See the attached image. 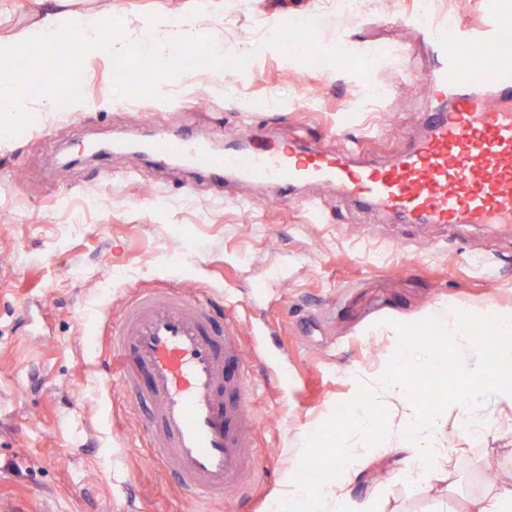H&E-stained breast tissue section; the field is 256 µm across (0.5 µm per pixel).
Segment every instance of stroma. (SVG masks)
I'll return each instance as SVG.
<instances>
[{"label": "stroma", "mask_w": 512, "mask_h": 512, "mask_svg": "<svg viewBox=\"0 0 512 512\" xmlns=\"http://www.w3.org/2000/svg\"><path fill=\"white\" fill-rule=\"evenodd\" d=\"M415 0H362L339 15L322 0H75L112 17L114 49L63 72L56 50L25 43L39 73L82 86L54 111H32L0 142V503L31 512H269L284 479L307 483L303 454L325 459L335 438L371 445L366 415L391 420L367 380L397 350L396 325L434 312L512 315V230L405 224L314 185L228 179L223 189L177 162L85 140L130 141L194 129L217 150L248 124L277 137L310 130L332 150L389 164L444 105L426 82L435 55ZM298 37L282 30L288 18ZM198 33L175 45L171 24ZM349 47L330 72L308 50ZM387 90L371 102L362 66L378 46ZM223 58H215L216 47ZM140 288L223 301L251 359L254 452L265 463L246 497L184 501L101 367L109 330ZM479 440L455 459L454 483L367 464L351 485L373 512H468L491 492L489 467L512 457V414L487 399Z\"/></svg>", "instance_id": "35a3bbf8"}]
</instances>
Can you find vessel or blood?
<instances>
[{
	"instance_id": "vessel-or-blood-1",
	"label": "vessel or blood",
	"mask_w": 512,
	"mask_h": 512,
	"mask_svg": "<svg viewBox=\"0 0 512 512\" xmlns=\"http://www.w3.org/2000/svg\"><path fill=\"white\" fill-rule=\"evenodd\" d=\"M503 6L489 0L479 31L426 24L432 85L448 106L429 113L424 135L394 163H356L318 144L278 140L223 153L188 131L145 150L216 184L229 176L286 190L315 183L409 224H512V57L503 52L512 27L499 18ZM471 46L484 51L474 66L462 60ZM221 315L211 298L143 289L111 328L122 393L150 404L152 455L195 501L240 493L259 468L246 428L252 373L236 323Z\"/></svg>"
}]
</instances>
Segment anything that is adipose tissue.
Segmentation results:
<instances>
[{
	"label": "adipose tissue",
	"instance_id": "obj_1",
	"mask_svg": "<svg viewBox=\"0 0 512 512\" xmlns=\"http://www.w3.org/2000/svg\"><path fill=\"white\" fill-rule=\"evenodd\" d=\"M42 9L31 24L9 37H0V60L14 56L21 43L38 41L55 45L66 33L80 32L84 43L96 50L107 49L108 44L100 37L102 21L80 11H63L59 0H39ZM63 90L55 82L41 88L37 97H30L22 74L0 70V139H7L15 122L31 104H39L43 110H52ZM381 391L397 402L395 416L405 441L402 448L403 477L421 475L433 469L443 478H451L453 462L448 455V432L439 420L425 414L411 401V390L400 371H393L379 381ZM366 457L361 449L339 447L333 450L326 468L331 473L325 484L305 487L288 481L284 492L278 496L277 512H372L368 503L351 505L348 487L359 475Z\"/></svg>",
	"mask_w": 512,
	"mask_h": 512
}]
</instances>
